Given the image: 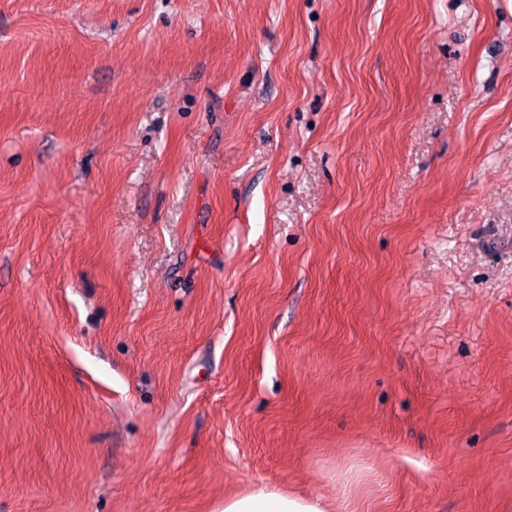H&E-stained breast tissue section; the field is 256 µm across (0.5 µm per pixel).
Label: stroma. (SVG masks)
Returning <instances> with one entry per match:
<instances>
[{
    "label": "stroma",
    "instance_id": "35a3bbf8",
    "mask_svg": "<svg viewBox=\"0 0 512 512\" xmlns=\"http://www.w3.org/2000/svg\"><path fill=\"white\" fill-rule=\"evenodd\" d=\"M512 505V0H0V512ZM330 507L322 498H306L260 484L225 497L224 507L216 512H329Z\"/></svg>",
    "mask_w": 512,
    "mask_h": 512
}]
</instances>
